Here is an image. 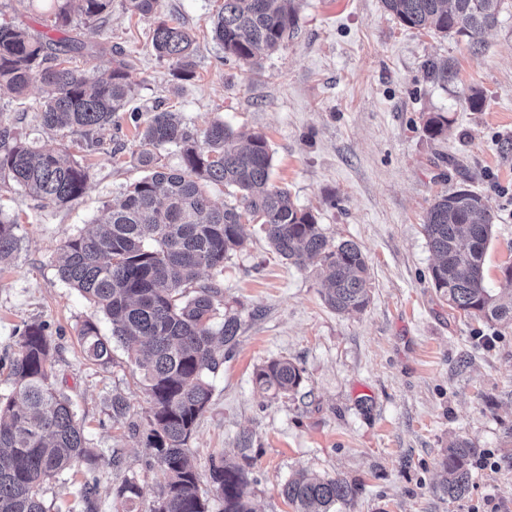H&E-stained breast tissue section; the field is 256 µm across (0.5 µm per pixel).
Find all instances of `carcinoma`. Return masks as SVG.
I'll return each instance as SVG.
<instances>
[{
  "label": "carcinoma",
  "mask_w": 512,
  "mask_h": 512,
  "mask_svg": "<svg viewBox=\"0 0 512 512\" xmlns=\"http://www.w3.org/2000/svg\"><path fill=\"white\" fill-rule=\"evenodd\" d=\"M139 15L157 12L159 0H126ZM386 12L401 24L443 37L464 38L479 50L481 35L496 26L503 0H383ZM97 21L111 12L112 0H53V26L65 30L72 9ZM297 22L295 0H224L212 21V39L224 57L251 65L260 55L279 49ZM152 47L169 63L176 80L193 76L194 39L178 21L161 20ZM88 54L84 42L65 38L52 45L24 28L0 23V88L21 98L39 82L48 97L34 106L41 125L77 134L94 150L103 133L131 96L127 62L116 61L106 79L91 80L70 63ZM428 77L442 85L454 79L448 62L426 63ZM441 114L429 117L424 131L438 137L447 129ZM139 157L146 174L127 185L118 202L106 204L93 230L68 238L58 273L77 289L94 312L112 319V336L124 343L144 371L152 402L147 447L164 475L154 512H209V497L223 502L222 512H255L245 489L250 457L211 461L210 491L200 486L190 461L189 440L205 411L211 386L207 376L220 360L216 344L233 351L242 328L240 318L224 315L214 332L219 284L198 283L201 272L224 271V259L244 247L243 226L260 224L273 251L296 266L312 258L322 263L325 304L338 313L364 310L370 301L369 269L351 240L329 241L316 217L299 208L291 193L270 183L272 154L262 135L237 144L234 131L214 121L198 138L175 113L156 110L144 122ZM176 147L183 171L165 170L161 152ZM89 180L87 167L64 149H40L18 139L0 125V191L23 190L52 205L78 200ZM231 189L237 205L215 206L205 186ZM496 214L487 200L467 188L438 197L426 212L423 227L435 256L431 280L448 306L467 317L495 322L512 320V300L497 301L484 283V258ZM18 224L0 214V264L18 249ZM86 358L97 365L112 359L110 340L88 320L79 334ZM54 348L45 325L24 328L10 364L12 393L0 401V512H49L45 484L84 468L85 512L99 478L68 398L53 379ZM256 385L275 396H288L303 382V369L286 359H273L253 374ZM478 451L466 439L445 449L440 466L443 490L452 500L464 497L472 481ZM355 485L341 477L306 475L287 481L280 494L294 512H335L351 504ZM139 488L126 480L116 499L130 505Z\"/></svg>",
  "instance_id": "1"
}]
</instances>
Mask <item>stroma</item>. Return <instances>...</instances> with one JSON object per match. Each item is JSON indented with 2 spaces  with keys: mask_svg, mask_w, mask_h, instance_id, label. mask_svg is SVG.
<instances>
[{
  "mask_svg": "<svg viewBox=\"0 0 512 512\" xmlns=\"http://www.w3.org/2000/svg\"><path fill=\"white\" fill-rule=\"evenodd\" d=\"M223 0H160L154 15L125 11L95 22L74 16L69 36L93 46L73 66L107 76L130 63L133 98L89 152L76 135L48 134L36 112L0 96V123L38 145H64L88 166L81 198L41 203L24 191L0 193V214L17 218L19 248L0 270V397L13 390L9 363L25 325L41 323L56 347L54 373L98 457L95 512H116L114 491L135 479V512H153L163 482L146 446L150 397L143 373L121 344L112 359L85 357L79 331L94 320L104 337L112 323L62 281L57 259L68 237L88 229L105 202L140 179V110L163 105L196 131L222 120L235 132L261 134L272 153L273 185L311 211L327 237L355 241L371 273L370 302L338 313L322 298L318 263L280 259L258 224L224 262L221 307L238 314V344L209 375L212 395L188 443L201 481L211 461L236 457L251 438L256 512H292L280 486L302 472L357 482L342 512H512V321L493 325L460 315L436 292L423 216L435 199L463 186L482 194L498 220L484 262L485 284L505 286L512 265V0L472 53L463 40L406 27L382 0H297V25L260 69L225 58L211 34ZM50 0H0V21L59 39ZM183 23L196 43L195 74L175 82L158 60L152 32L160 20ZM448 60V86L426 75L429 60ZM485 95L482 110L466 96ZM448 129L430 138L428 116ZM286 358L303 370L294 395L273 397L253 382L255 369ZM127 404L112 416L113 397ZM483 460L463 498L441 487L442 452L456 438Z\"/></svg>",
  "mask_w": 512,
  "mask_h": 512,
  "instance_id": "obj_1",
  "label": "stroma"
}]
</instances>
